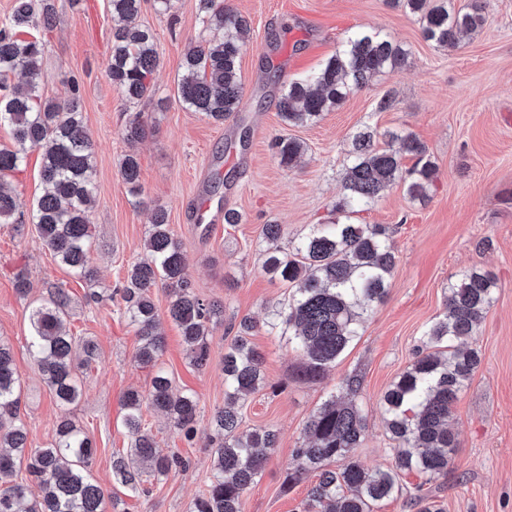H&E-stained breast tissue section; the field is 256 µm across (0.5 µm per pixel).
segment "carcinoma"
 <instances>
[{
    "instance_id": "obj_1",
    "label": "carcinoma",
    "mask_w": 512,
    "mask_h": 512,
    "mask_svg": "<svg viewBox=\"0 0 512 512\" xmlns=\"http://www.w3.org/2000/svg\"><path fill=\"white\" fill-rule=\"evenodd\" d=\"M197 2L203 25L222 33V38L214 43L202 40L185 53L176 94L185 109L222 123L241 105L240 59L250 26L228 0ZM110 3L112 15L122 25L112 34L109 76L122 96L136 104L155 93L153 74L159 57L154 35L139 22L143 0ZM396 3L419 18L425 40L445 49L458 47L463 36L486 22L483 0H471L464 11L449 7L448 0ZM55 18V0H14L11 13L0 21V85L6 86L11 74L22 78L0 96V126L9 127L13 139L12 146L0 147V176L19 169L28 151L40 153L46 189L30 211L31 223L54 259L90 282L95 276L90 265L94 241L90 212L96 200L93 142L77 93L63 102L44 97L42 42L17 39L24 29L51 31ZM408 59L409 51L389 37L355 32L318 69L284 84L279 115L289 126L313 123L374 76L403 69ZM146 134L139 113L129 116L121 130L130 146ZM273 147L286 167L296 165L306 152L300 140L288 136L275 139ZM406 157L412 160L409 167L403 165ZM120 173L131 192H141L135 153L124 155ZM437 174L435 161L415 134L366 127L352 137L335 218L313 225L290 251L278 246L283 226L264 225L268 244L264 269L294 287L286 302L269 308L264 326L303 351L304 377L321 378L387 296L396 265L393 241L382 225L357 224L352 215L371 209L397 182L404 185L410 200L423 202ZM23 217L20 198L0 181V224H13L20 231ZM144 251L145 257L128 267L120 289L124 315L139 340L138 361L156 364L165 347L151 297V290L161 287L170 291L169 318L180 330L192 365L201 369L209 359L210 324L222 310L195 293L181 246L162 208L153 212ZM497 288V280L485 271H462L448 286L444 312L424 330L413 362L384 393L386 428L395 442L389 469H369L356 456L365 430L362 408L355 401L359 376L346 377L341 395H330L310 415L304 428L308 443L293 450L283 480L284 487L291 489L314 477L305 512H374L380 502L399 492L401 475L415 472L428 481L448 475L459 446L452 427L453 407L480 364L478 350L458 349L451 342L477 334ZM69 304V293L56 286L29 310V350L56 405L64 411L81 398L79 370L91 367L97 351L92 340L74 336L64 327ZM254 328L251 320L242 319L224 347V407L211 420L212 474L190 512H241L244 493L263 476L278 447V433L269 427L240 430L239 401L265 387L263 357L247 339ZM20 392L11 347L1 339L0 512H105L104 492L91 474L96 448L90 437L63 415L47 447H28ZM123 407V426L131 445L112 453V478L147 496L150 479L161 481L183 472L188 460L175 450L157 451L145 430L144 410L163 413L190 441L197 432L200 400L193 393L174 392L171 379L159 369L149 392L127 391ZM336 461L339 468H329Z\"/></svg>"
}]
</instances>
